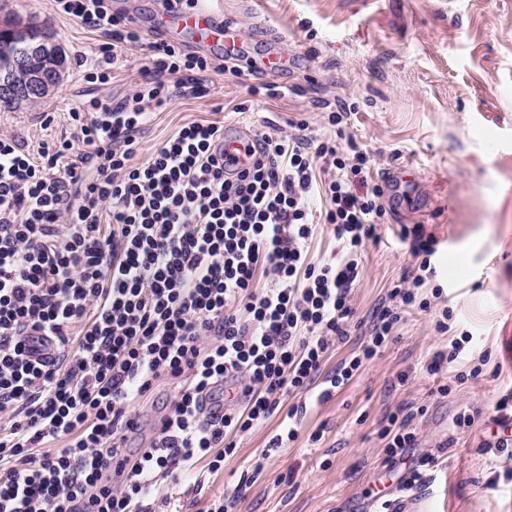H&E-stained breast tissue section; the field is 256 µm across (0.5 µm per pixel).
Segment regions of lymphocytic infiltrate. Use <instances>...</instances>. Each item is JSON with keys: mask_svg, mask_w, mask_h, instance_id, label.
Instances as JSON below:
<instances>
[{"mask_svg": "<svg viewBox=\"0 0 512 512\" xmlns=\"http://www.w3.org/2000/svg\"><path fill=\"white\" fill-rule=\"evenodd\" d=\"M105 39L89 60L107 83L120 47L142 45L104 0H55ZM146 45V44H143ZM143 79L121 102L90 99L68 139L39 156L0 132V512H155L159 478L199 460L224 467L241 434L287 411L269 447L299 437L330 400L429 309L436 238L401 225L415 270L392 282L362 342L324 372L356 322L361 252L387 210L371 159L348 139L254 134L244 164L225 161L224 125L183 124L149 158L136 137L157 109L202 92L225 66L146 45ZM323 206L338 248L311 251ZM168 380L146 447L129 449L133 404ZM415 412L381 431L385 465L414 447Z\"/></svg>", "mask_w": 512, "mask_h": 512, "instance_id": "lymphocytic-infiltrate-1", "label": "lymphocytic infiltrate"}]
</instances>
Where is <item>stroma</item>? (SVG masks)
<instances>
[{"label": "stroma", "instance_id": "1", "mask_svg": "<svg viewBox=\"0 0 512 512\" xmlns=\"http://www.w3.org/2000/svg\"><path fill=\"white\" fill-rule=\"evenodd\" d=\"M236 27L248 57L237 71L208 73L203 91L154 114L134 161L180 125L221 121L259 130L305 124L310 137L334 134L327 106L351 109L349 133L372 155L369 184L378 185L388 215L378 244L363 254L354 290L357 315L370 319L391 282L413 269L401 225L421 224L438 245L432 259L474 354L489 363L474 380L436 392L448 373L426 363L448 339L434 329L435 311L406 314L400 336L329 402L312 408L303 436L274 452L272 417L239 441L223 470L164 479L159 512H203L209 499L252 482L237 512H377L378 497L393 512H512V450L496 447L504 426L496 401L512 392V0H210ZM113 13L132 20L144 42L154 39L164 0H112ZM37 21L66 56L57 88L41 103L0 111V131L25 140L31 152L68 133L70 111L94 97H123L148 66L145 51L122 52L109 83L90 81L77 58L93 56L102 38L57 11L53 0H0V19ZM406 382H399V375ZM159 381L136 412L137 448L151 438L170 399ZM426 407L412 426L406 457L427 456L428 482L398 492L383 463L379 433L387 414ZM475 411L472 428H455L461 408ZM322 429L309 445L307 433ZM262 470H255V463Z\"/></svg>", "mask_w": 512, "mask_h": 512}]
</instances>
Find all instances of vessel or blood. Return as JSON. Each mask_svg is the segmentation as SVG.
Segmentation results:
<instances>
[{"instance_id":"vessel-or-blood-1","label":"vessel or blood","mask_w":512,"mask_h":512,"mask_svg":"<svg viewBox=\"0 0 512 512\" xmlns=\"http://www.w3.org/2000/svg\"><path fill=\"white\" fill-rule=\"evenodd\" d=\"M159 32L167 39L177 32L188 34L192 43L220 49L227 55L238 52V36L234 28L217 21L206 0H197L189 9L175 7L168 24L160 26Z\"/></svg>"}]
</instances>
